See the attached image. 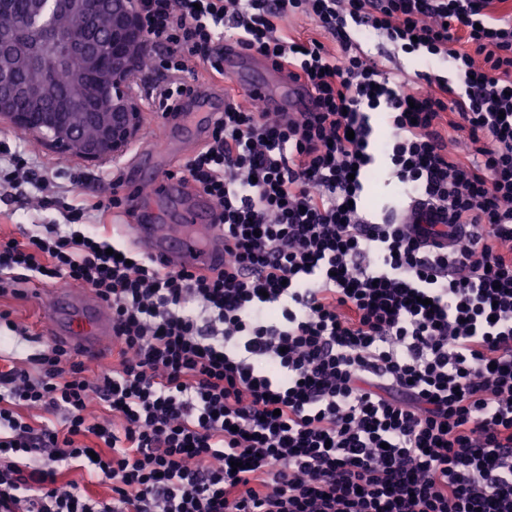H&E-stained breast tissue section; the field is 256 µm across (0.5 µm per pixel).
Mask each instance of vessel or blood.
<instances>
[{
    "mask_svg": "<svg viewBox=\"0 0 512 512\" xmlns=\"http://www.w3.org/2000/svg\"><path fill=\"white\" fill-rule=\"evenodd\" d=\"M240 46L224 47V73L235 78L236 86L245 94L259 98L273 112H309L312 97L302 83L288 78L283 70L266 65V77L234 75L233 70L248 60ZM171 147L169 134L149 137L136 145L127 161L137 170V180L125 181L124 189L133 195L132 206L123 208L121 234L142 254L164 260L169 269L183 268L207 272L220 265L224 257V232L212 222V203L208 196L196 194L185 207L180 224L162 223L159 212L140 198L143 187H151L157 195L170 201L179 200L186 186L178 178L166 177L153 166ZM49 314L61 328L60 344L84 354L97 356L106 339L112 335V317L97 302L89 300L85 289L64 288L45 296Z\"/></svg>",
    "mask_w": 512,
    "mask_h": 512,
    "instance_id": "b4317fda",
    "label": "vessel or blood"
}]
</instances>
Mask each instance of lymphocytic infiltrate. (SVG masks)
<instances>
[{"label":"lymphocytic infiltrate","instance_id":"1","mask_svg":"<svg viewBox=\"0 0 512 512\" xmlns=\"http://www.w3.org/2000/svg\"><path fill=\"white\" fill-rule=\"evenodd\" d=\"M139 2L157 117L182 114L199 70L223 79L228 43L301 81L314 109L230 97L176 169L224 230V264L207 273L111 243L120 177L109 196L85 193L83 173L37 174L0 141V190L33 191L65 220L0 236V298L80 285L113 335L96 373L58 343L29 368L0 362V512H512V7ZM299 13L333 47L291 34ZM353 28L456 75L391 79ZM380 112L393 133L374 144ZM379 155L443 230L362 215ZM64 176L69 201L54 194Z\"/></svg>","mask_w":512,"mask_h":512}]
</instances>
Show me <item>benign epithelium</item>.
Segmentation results:
<instances>
[{
  "instance_id": "7a95c632",
  "label": "benign epithelium",
  "mask_w": 512,
  "mask_h": 512,
  "mask_svg": "<svg viewBox=\"0 0 512 512\" xmlns=\"http://www.w3.org/2000/svg\"><path fill=\"white\" fill-rule=\"evenodd\" d=\"M64 17L69 33L56 22ZM104 32L102 42H80L74 32ZM53 49L59 62L75 52L85 58L95 96L84 99L83 77L59 90L42 69V56ZM145 48L137 0H27L25 32L10 41L0 38V118L45 139L60 153L88 162L121 155L137 136L142 108L131 95ZM53 100L67 112H24L17 102Z\"/></svg>"
}]
</instances>
